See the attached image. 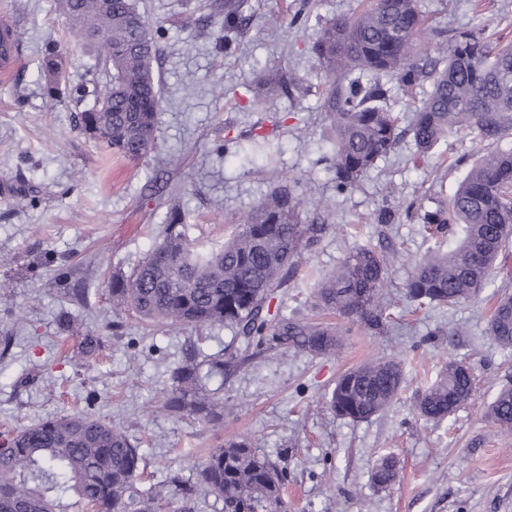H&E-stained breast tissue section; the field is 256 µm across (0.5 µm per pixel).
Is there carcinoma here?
<instances>
[{
  "label": "carcinoma",
  "mask_w": 512,
  "mask_h": 512,
  "mask_svg": "<svg viewBox=\"0 0 512 512\" xmlns=\"http://www.w3.org/2000/svg\"><path fill=\"white\" fill-rule=\"evenodd\" d=\"M54 12L85 44L101 48L97 66L107 80L93 91L92 105L79 113V127L112 155L138 162L155 148L161 103L155 73L157 46L152 25L134 0H52ZM202 17L226 32L240 33L242 0H217ZM428 16L421 0H361L358 10L321 25L311 46L328 79L321 111L330 121L336 190L357 188L377 162L392 153L404 133L427 154L449 134L463 130L496 148L475 163L452 198L423 214L422 222L443 237L446 250L430 251L414 264L406 298L417 304L452 307L477 297L489 284L503 248L512 239V148L499 143L512 131V44L495 46L485 27L437 31L432 49L421 43ZM66 54L45 48L38 66L48 93L81 101L82 83L66 81ZM397 90L413 112L408 130L389 107ZM327 216L302 217L300 197L278 186L220 245L199 249L189 239L186 215L172 207L160 240L129 275L108 283L111 311L132 313L169 327L224 326L244 345L243 356L190 355L169 373L163 409L218 432L224 428V398L209 388L247 357L265 350L326 356L340 346L341 332L327 324L286 314L270 318L267 303L295 273L303 251L318 243ZM392 254L371 245L351 246L339 266L316 284L323 305L374 329L385 326L380 307ZM63 358L83 365L96 358L101 337L64 328ZM488 335L512 347V294L496 296ZM404 378L395 359L372 358L342 373L328 399L338 416L365 421L398 396ZM473 370L448 360L416 404L418 415L439 423L473 392ZM491 418L512 431V383L500 386ZM139 443L125 430L85 413L47 418L23 426L0 442V512H69L76 500L85 512H159L172 495L175 512H193L199 496L214 498L221 512H288L287 473L277 468L249 436L209 449L193 467L148 488ZM397 476L385 458L371 474L377 487Z\"/></svg>",
  "instance_id": "obj_1"
}]
</instances>
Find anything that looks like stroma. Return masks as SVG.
Wrapping results in <instances>:
<instances>
[{
	"mask_svg": "<svg viewBox=\"0 0 512 512\" xmlns=\"http://www.w3.org/2000/svg\"><path fill=\"white\" fill-rule=\"evenodd\" d=\"M208 2L138 0L162 29V103L155 151L129 163L90 140L76 123L77 107L50 98L35 77L55 40L70 53L72 80L101 78L95 51L54 14L51 0H0L22 41L15 77L0 83V284L8 286L0 298V336L14 337L0 356V432L72 412L99 417L141 440L146 486L166 481L173 470L189 476L207 449L252 435L288 473L289 512H512V435L488 415L497 390L512 379V348L487 333L490 294L512 293V244L488 295L421 309L405 296L414 261L436 246L419 205L452 197L485 145L460 132L420 163L407 135L358 188L337 192L326 161L332 133L319 110L324 80L309 47L323 22L351 15L359 0H245L247 28L229 44L220 26L199 28ZM422 8L434 27L477 22L470 0H422ZM298 10L309 21L296 31L285 14ZM265 69L304 84L249 106ZM259 127L280 149L279 169L293 182L305 216L332 204L326 233L279 292L284 311L339 327L345 336L334 356L268 351L225 377L222 395L233 412L216 434L164 411L163 391L187 348L204 355L235 351L231 330L116 317L105 289L114 274H131L159 239L169 200L184 210L190 238L207 249L272 191L237 152ZM171 155L180 156V166L160 169L159 159ZM356 243L385 245L395 254L381 333L325 309L313 288ZM73 286L85 288L88 298L73 314L104 341L84 368L63 363L56 348L63 292ZM115 318L122 329L111 336L105 326ZM376 356L403 365L396 400L365 421L337 416L327 405L337 378ZM451 359L471 365L474 391L443 422H424L417 399ZM385 457L395 460L399 478L379 488L370 475Z\"/></svg>",
	"mask_w": 512,
	"mask_h": 512,
	"instance_id": "obj_1",
	"label": "stroma"
}]
</instances>
